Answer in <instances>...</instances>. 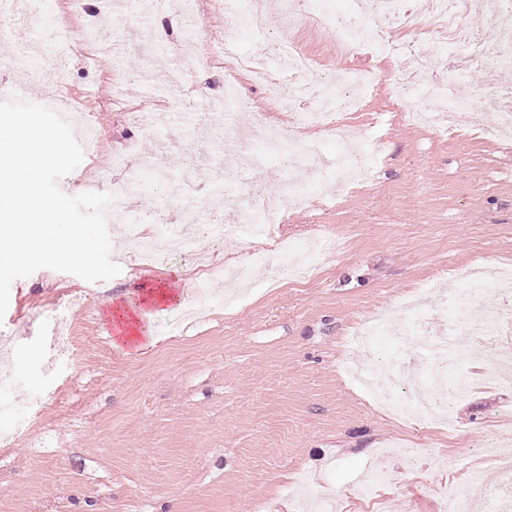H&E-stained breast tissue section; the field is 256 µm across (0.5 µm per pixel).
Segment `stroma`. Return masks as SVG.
Returning a JSON list of instances; mask_svg holds the SVG:
<instances>
[{
    "mask_svg": "<svg viewBox=\"0 0 512 512\" xmlns=\"http://www.w3.org/2000/svg\"><path fill=\"white\" fill-rule=\"evenodd\" d=\"M184 17L154 0L153 30L167 32L189 56L187 31L200 27L223 46L232 23L220 0H200ZM297 40L323 72L349 65L333 32L306 23ZM99 55L71 46L61 81L42 69L0 67V86H23L33 103L71 93L98 113L107 140L92 166H78L59 186L89 191L91 176L121 180L144 159L175 178L204 186L163 141L139 138L112 109V85ZM358 133L385 146L374 179L355 194L322 190L307 208L288 212L278 238L307 246L320 235L346 243L300 284L258 271L236 307L196 310L199 267L185 252L156 267L132 247L112 251L121 272L90 283L63 272L17 279L0 320V348L29 388L51 396L40 423L0 447V512H258L259 502L294 512L293 484L309 478L311 495H332L340 512H437L429 485L466 487L472 469L498 479L482 452L485 431H512V389L478 386L453 403V428L427 431L396 421L347 378L352 327L379 309L402 322L408 289L425 287L449 266L476 259L512 260V145L489 138H438L408 122L390 87L356 117ZM127 149L125 168L112 153ZM177 284L179 299L153 309L151 339L132 348L116 339L107 313L132 299L134 280ZM76 286L88 304L71 314L91 358L52 361L42 314L59 291ZM424 440L432 453L420 469L391 455L393 485L371 500L354 485L376 449ZM449 468H440L442 459Z\"/></svg>",
    "mask_w": 512,
    "mask_h": 512,
    "instance_id": "35a3bbf8",
    "label": "stroma"
}]
</instances>
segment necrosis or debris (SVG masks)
<instances>
[{
  "instance_id": "obj_1",
  "label": "necrosis or debris",
  "mask_w": 512,
  "mask_h": 512,
  "mask_svg": "<svg viewBox=\"0 0 512 512\" xmlns=\"http://www.w3.org/2000/svg\"><path fill=\"white\" fill-rule=\"evenodd\" d=\"M82 14L81 29H73L59 15L57 0H42L38 10L25 14L23 21L39 26L45 41L66 36L68 41L94 46V32L105 21L114 29L125 30L140 20L139 0H126L123 12H116L114 0H66ZM281 10L289 27L306 19L325 21L332 26L341 54L366 51L391 62L412 56L414 69L397 74L395 96L409 118L420 120L431 131L442 133L464 121L485 134L512 142V87L499 83L498 75L512 69V0H353L350 9L338 12L327 0H283ZM225 14L249 31L259 48L242 58L241 67L251 79L274 90V104L288 115L287 125L256 119L242 125L240 115L249 105L239 92L233 75H226L224 90L215 98V117L207 122L187 123L179 136L189 142L216 140L229 135L227 153L235 157L237 186L234 193L207 191L198 195L193 183L186 182L167 194L157 211L151 229H144L140 211L128 203L143 195L140 179L112 183L110 192L117 201L112 207V222L128 238L136 240L146 260L163 265L173 250L191 251L213 274L207 242L248 235L264 241L272 238L286 209L302 206L312 197L317 185L334 184L347 189L355 182L372 179L374 163L381 154L378 142L359 138L348 125L334 123L338 112H356L369 103L379 89L381 76L367 67H340L328 77L317 75V60L298 41L284 39L274 29L260 0H225ZM427 14L428 24L418 21ZM215 54L205 51L186 61L185 72L177 73L166 91L142 83L143 108L123 112L125 123L146 138L155 137L159 120L170 118L183 104L186 76L210 73L216 67ZM484 77V94L472 100L454 94L469 70ZM289 85V96L279 95L281 85ZM307 102V111H296L297 102ZM335 126L344 148L335 164L321 154V144L306 138L307 128ZM226 153V154H227ZM279 156L287 164L279 174V195L271 197L255 184L253 174L265 169L268 156ZM224 214L221 224L208 225L202 238L185 236L183 227L198 223L201 213ZM264 266L286 283H299L303 271L293 266V253L285 244L274 249H255L250 264L224 271V288H239L252 267ZM493 303H484V296ZM405 321L395 326L385 312L370 315L364 330L349 347L359 358V369L373 380L371 397L378 406L399 420L427 426L435 419L450 418V403L467 398L476 383L492 387L512 386V265L502 268L487 261H476L455 270L451 284L428 287L425 294L404 300ZM380 336H406L409 345L393 351L392 362L361 361L365 347ZM485 337L481 353L485 368L479 381L459 379L451 390L442 384L449 370L473 358L471 337ZM16 374L0 373V409L13 416L10 426L0 429V443L10 442L30 430L47 404V397L19 394ZM483 451L498 463L499 480L486 485L480 472H472V490L439 489L438 512H512V442L498 431L486 432Z\"/></svg>"
}]
</instances>
